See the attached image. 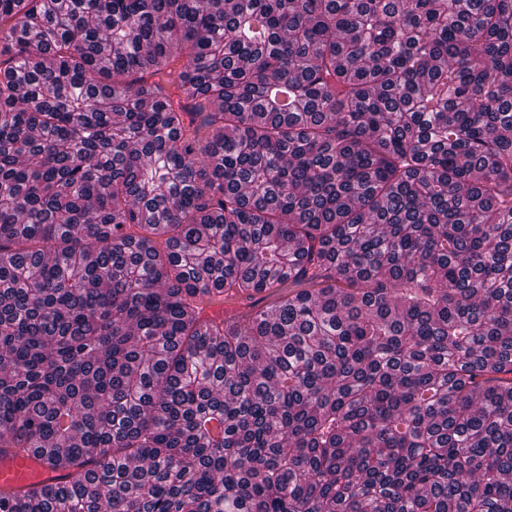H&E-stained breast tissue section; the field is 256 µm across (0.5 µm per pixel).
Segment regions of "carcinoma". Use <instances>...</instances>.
Segmentation results:
<instances>
[{
  "label": "carcinoma",
  "instance_id": "obj_1",
  "mask_svg": "<svg viewBox=\"0 0 512 512\" xmlns=\"http://www.w3.org/2000/svg\"><path fill=\"white\" fill-rule=\"evenodd\" d=\"M6 448L74 479L0 512H512V0H0Z\"/></svg>",
  "mask_w": 512,
  "mask_h": 512
}]
</instances>
